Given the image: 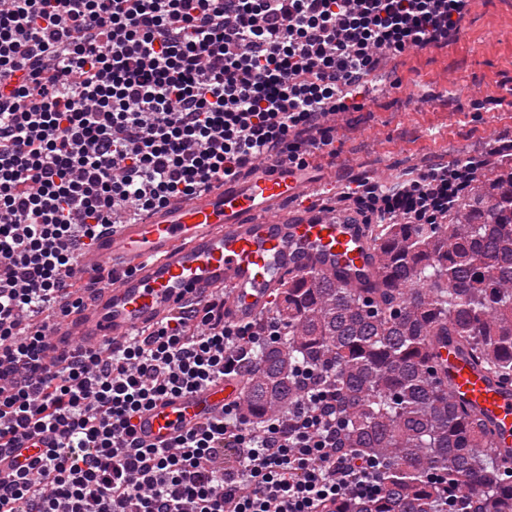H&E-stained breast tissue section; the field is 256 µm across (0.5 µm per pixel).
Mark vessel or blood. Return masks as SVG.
Wrapping results in <instances>:
<instances>
[{"mask_svg": "<svg viewBox=\"0 0 512 512\" xmlns=\"http://www.w3.org/2000/svg\"><path fill=\"white\" fill-rule=\"evenodd\" d=\"M309 169L267 164L246 176L103 229L77 260L82 273L112 268L80 307L49 322L46 353L121 343L157 326L192 296H224L226 319L245 323L265 310L289 278L317 272L352 281L379 277L362 218L352 210L321 212L300 204ZM440 372L459 404L495 432V453L512 450V386L502 383L456 342L439 347ZM242 400L236 378H220L162 398L134 420L140 442L164 448Z\"/></svg>", "mask_w": 512, "mask_h": 512, "instance_id": "obj_1", "label": "vessel or blood"}]
</instances>
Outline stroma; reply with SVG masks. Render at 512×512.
I'll return each instance as SVG.
<instances>
[{
  "label": "stroma",
  "mask_w": 512,
  "mask_h": 512,
  "mask_svg": "<svg viewBox=\"0 0 512 512\" xmlns=\"http://www.w3.org/2000/svg\"><path fill=\"white\" fill-rule=\"evenodd\" d=\"M512 139V0H472L443 46L383 59L371 100L339 114L337 159L315 162V205L339 188L380 186Z\"/></svg>",
  "instance_id": "1"
}]
</instances>
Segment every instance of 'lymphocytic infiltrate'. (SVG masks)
I'll list each match as a JSON object with an SVG mask.
<instances>
[{"mask_svg":"<svg viewBox=\"0 0 512 512\" xmlns=\"http://www.w3.org/2000/svg\"><path fill=\"white\" fill-rule=\"evenodd\" d=\"M469 0H0V512H322L370 499L375 462L341 447L336 396L254 429L240 404L165 448L138 413L254 375L261 341L213 294L105 351L44 360L48 316L83 298L78 251L132 202L142 216L250 172L336 156L333 118L362 108L383 56L447 43ZM485 153L384 189H347L388 224H442Z\"/></svg>","mask_w":512,"mask_h":512,"instance_id":"f902f5d3","label":"lymphocytic infiltrate"}]
</instances>
